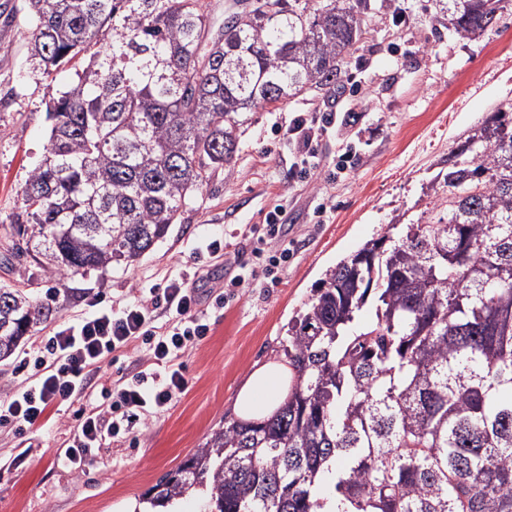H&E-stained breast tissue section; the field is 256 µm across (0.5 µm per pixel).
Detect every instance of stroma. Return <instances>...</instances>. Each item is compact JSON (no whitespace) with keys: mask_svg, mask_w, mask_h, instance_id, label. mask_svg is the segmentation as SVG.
<instances>
[{"mask_svg":"<svg viewBox=\"0 0 512 512\" xmlns=\"http://www.w3.org/2000/svg\"><path fill=\"white\" fill-rule=\"evenodd\" d=\"M22 4L0 0V224L12 222L21 189L45 155L47 103L88 65L79 58L53 80L34 72ZM409 7L411 18L401 25L388 6L367 20L344 65L356 74L358 91L344 79L332 95L310 91L253 114L230 169L212 174L181 223L131 269L61 282L0 268L1 284L28 289L36 299L55 294L57 312L36 330L46 336L62 321L91 315L88 295L123 303L136 289L194 272L197 248L219 237L225 255L209 259L208 276L196 284L208 295L236 273L225 258L253 263V231L266 212L277 205L287 211L288 262L275 280L227 289L223 306L209 308L211 332L183 355L188 388L167 411L103 440L78 475L56 461L75 424L69 403L56 405L45 425L27 436L0 429V461L27 454L22 465L0 468V512H128L234 412L248 374L275 361L289 320L328 269L392 225L426 221L442 194L449 152L512 102V0L496 25L472 40L449 30L436 0H410ZM324 112L339 113L345 122L320 140L317 171L299 179L293 144L282 132L297 115ZM344 153L353 161L340 173L334 164Z\"/></svg>","mask_w":512,"mask_h":512,"instance_id":"stroma-1","label":"stroma"}]
</instances>
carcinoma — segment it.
<instances>
[{"instance_id": "obj_1", "label": "carcinoma", "mask_w": 512, "mask_h": 512, "mask_svg": "<svg viewBox=\"0 0 512 512\" xmlns=\"http://www.w3.org/2000/svg\"><path fill=\"white\" fill-rule=\"evenodd\" d=\"M502 0H444L461 39ZM211 37L206 0H25L33 69L79 55L0 255L61 277L127 269L231 166L242 115L330 92L374 0H250ZM442 211L329 270L288 325V394L224 421L139 499L160 512H512V103L448 153ZM0 286V361L52 316Z\"/></svg>"}]
</instances>
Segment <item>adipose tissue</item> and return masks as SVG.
<instances>
[{
    "label": "adipose tissue",
    "mask_w": 512,
    "mask_h": 512,
    "mask_svg": "<svg viewBox=\"0 0 512 512\" xmlns=\"http://www.w3.org/2000/svg\"><path fill=\"white\" fill-rule=\"evenodd\" d=\"M291 377L290 370L279 364L269 363L254 370L237 395L238 415L257 420L272 414L287 395Z\"/></svg>",
    "instance_id": "ef3b65f1"
}]
</instances>
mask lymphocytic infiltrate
I'll return each mask as SVG.
<instances>
[{
  "mask_svg": "<svg viewBox=\"0 0 512 512\" xmlns=\"http://www.w3.org/2000/svg\"><path fill=\"white\" fill-rule=\"evenodd\" d=\"M335 123L332 113L324 115L317 126L305 116L294 117L293 130L302 136L297 154L299 173L315 166V137L328 132ZM283 216L281 207L268 211L257 236L258 243L277 248L270 265L235 275L229 287H239L249 277L272 276L274 266L287 261ZM91 304L96 308L93 316L63 322L51 335L35 338L13 367L15 376L21 379L19 387L0 396V426L21 435L39 430L53 405L75 404L72 438L67 448L57 453L58 463L75 474L84 472L92 460L93 448L102 440L128 431L143 414L168 410L188 386L182 355L210 332L198 291L183 274L169 277L165 288L150 289L119 307L105 304L98 297ZM161 315L166 323L160 327L156 320ZM129 347L143 353L151 371L121 377L114 386L101 387L102 404H85L86 391L104 359Z\"/></svg>",
  "mask_w": 512,
  "mask_h": 512,
  "instance_id": "f902f5d3",
  "label": "lymphocytic infiltrate"
}]
</instances>
